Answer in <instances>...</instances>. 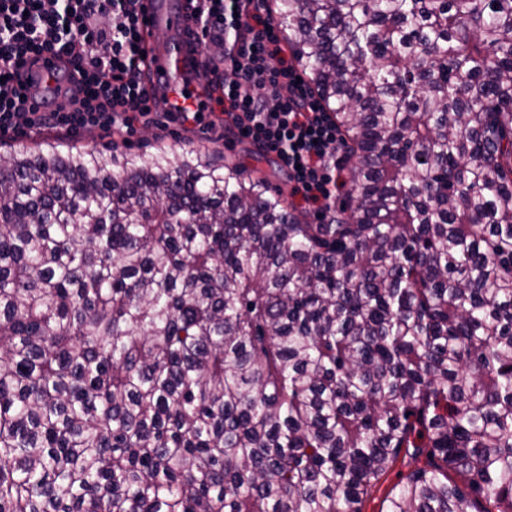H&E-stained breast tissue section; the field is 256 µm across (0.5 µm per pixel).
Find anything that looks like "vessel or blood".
Here are the masks:
<instances>
[{
    "instance_id": "obj_1",
    "label": "vessel or blood",
    "mask_w": 512,
    "mask_h": 512,
    "mask_svg": "<svg viewBox=\"0 0 512 512\" xmlns=\"http://www.w3.org/2000/svg\"><path fill=\"white\" fill-rule=\"evenodd\" d=\"M145 16L146 62L153 81L166 94L167 102H186L182 89L173 84L177 71L203 75V58L195 41L194 6L191 0H142ZM160 29L171 30L175 39L168 50L156 47L152 35Z\"/></svg>"
}]
</instances>
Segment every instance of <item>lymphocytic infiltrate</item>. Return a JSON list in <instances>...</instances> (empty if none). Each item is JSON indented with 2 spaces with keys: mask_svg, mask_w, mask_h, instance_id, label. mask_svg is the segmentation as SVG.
<instances>
[{
  "mask_svg": "<svg viewBox=\"0 0 512 512\" xmlns=\"http://www.w3.org/2000/svg\"><path fill=\"white\" fill-rule=\"evenodd\" d=\"M210 43H231L205 72L235 133L277 156L292 196L316 217L336 204L344 144L330 112L299 81L267 0H192ZM140 0H0V133L52 126L135 134L160 122L142 58ZM64 60L66 86L35 102L18 90L33 82L26 59Z\"/></svg>",
  "mask_w": 512,
  "mask_h": 512,
  "instance_id": "f902f5d3",
  "label": "lymphocytic infiltrate"
}]
</instances>
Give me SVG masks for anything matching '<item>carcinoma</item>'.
<instances>
[{"instance_id": "carcinoma-1", "label": "carcinoma", "mask_w": 512, "mask_h": 512, "mask_svg": "<svg viewBox=\"0 0 512 512\" xmlns=\"http://www.w3.org/2000/svg\"><path fill=\"white\" fill-rule=\"evenodd\" d=\"M345 141L0 155V512H512V0H269ZM425 464L417 465L420 457ZM408 471V467L400 462L377 484L372 490L370 498H368L363 507V512H380L385 510V499L391 492V489L401 480V477Z\"/></svg>"}]
</instances>
